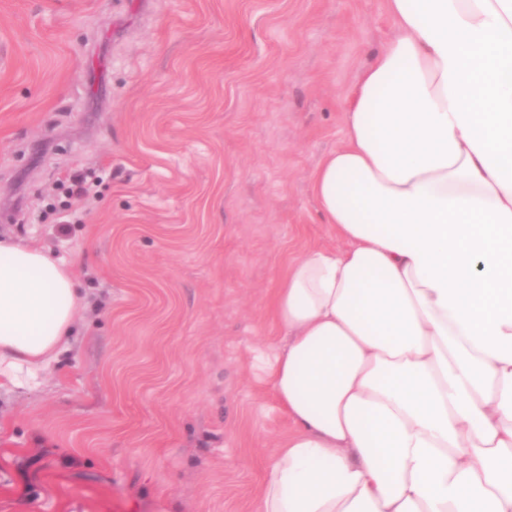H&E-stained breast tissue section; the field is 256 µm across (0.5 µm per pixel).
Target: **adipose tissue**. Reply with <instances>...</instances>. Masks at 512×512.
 Returning a JSON list of instances; mask_svg holds the SVG:
<instances>
[{"label":"adipose tissue","mask_w":512,"mask_h":512,"mask_svg":"<svg viewBox=\"0 0 512 512\" xmlns=\"http://www.w3.org/2000/svg\"><path fill=\"white\" fill-rule=\"evenodd\" d=\"M312 180L340 249L278 281L253 349L291 429L253 512H512V0H386ZM83 300L0 238V388H37Z\"/></svg>","instance_id":"1"}]
</instances>
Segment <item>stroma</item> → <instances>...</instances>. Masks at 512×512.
I'll use <instances>...</instances> for the list:
<instances>
[{
    "instance_id": "1",
    "label": "stroma",
    "mask_w": 512,
    "mask_h": 512,
    "mask_svg": "<svg viewBox=\"0 0 512 512\" xmlns=\"http://www.w3.org/2000/svg\"><path fill=\"white\" fill-rule=\"evenodd\" d=\"M393 34L385 0H0V235L85 292L68 356L0 393V512H252L290 425L248 360L339 244L313 174Z\"/></svg>"
}]
</instances>
